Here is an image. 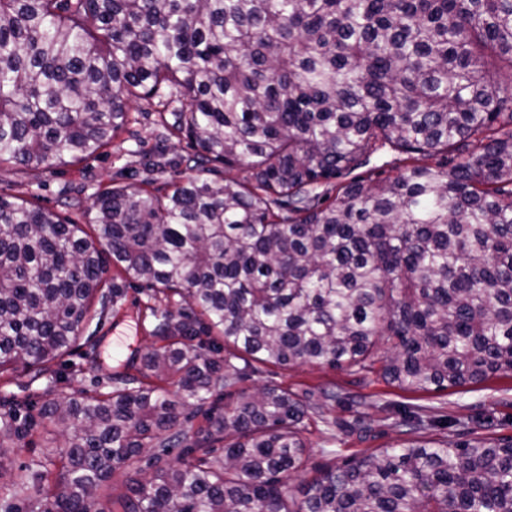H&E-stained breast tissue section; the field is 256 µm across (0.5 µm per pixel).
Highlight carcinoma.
Here are the masks:
<instances>
[{"label":"carcinoma","mask_w":512,"mask_h":512,"mask_svg":"<svg viewBox=\"0 0 512 512\" xmlns=\"http://www.w3.org/2000/svg\"><path fill=\"white\" fill-rule=\"evenodd\" d=\"M154 96L161 140L194 150L169 191L74 197L73 219L0 196V376L52 375L118 313L111 265L189 305L146 307L165 344L145 373L42 404L61 472L48 456L18 475L0 512H22L30 478L37 512H512V438L421 441L463 422L406 409L396 444L318 471L299 500L319 406L243 386L268 364L415 391L512 376V0H0V165L87 160ZM387 143L404 172L350 177ZM219 167L239 175L207 178ZM30 406L0 403V445L26 443ZM181 446L200 456L157 466ZM142 461L152 474L101 507ZM135 477L139 479L141 475H135L133 469L127 470L125 473L115 474L101 490L100 502L112 510V500L128 494V480Z\"/></svg>","instance_id":"cac0c4a2"}]
</instances>
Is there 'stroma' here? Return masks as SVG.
<instances>
[{
    "mask_svg": "<svg viewBox=\"0 0 512 512\" xmlns=\"http://www.w3.org/2000/svg\"><path fill=\"white\" fill-rule=\"evenodd\" d=\"M132 122L98 156L52 167L43 172L0 167V195L31 200L61 218L73 211L60 194L69 186L75 195L89 199L99 189L119 183H138L149 177L158 182L187 175L192 149L187 138L160 142L157 137L158 108L154 102L139 101L130 108ZM163 295L139 282L125 284L122 313H104L82 329L84 337H94L95 347L83 339L74 350L57 361L53 376L30 381L27 375H11L0 382V398L26 400L41 405L47 395H66L82 388L108 389V375L117 365L128 364L141 370L140 354L154 345L149 322L140 316L146 305L163 304ZM260 382L271 381L301 393L322 387L338 386L343 394L360 404L372 430L362 435L351 431L354 414L346 405L328 401L323 406L325 419L310 423L306 438L311 445L308 468H321L394 444L400 437V407L408 406L423 417L457 418L467 430L489 440L512 437V377L498 375L488 380L444 390L414 391L377 380L373 375L352 374L321 366H297L284 370L266 366ZM35 433L28 446L0 450V483L22 468L36 469L48 450L43 438L50 423L35 416Z\"/></svg>",
    "mask_w": 512,
    "mask_h": 512,
    "instance_id": "stroma-1",
    "label": "stroma"
}]
</instances>
